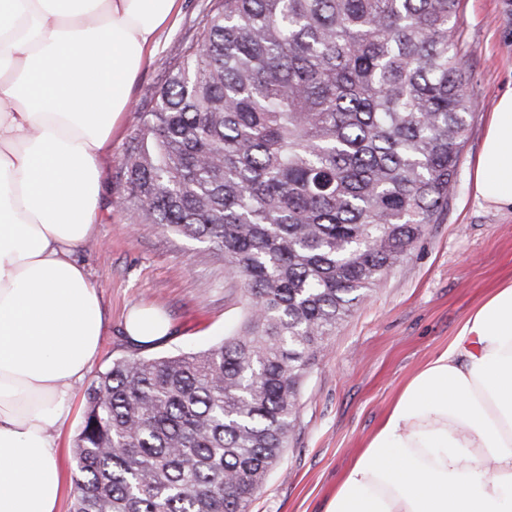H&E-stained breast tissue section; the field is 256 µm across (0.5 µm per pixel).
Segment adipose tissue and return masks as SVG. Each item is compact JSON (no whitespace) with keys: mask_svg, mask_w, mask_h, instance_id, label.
Instances as JSON below:
<instances>
[{"mask_svg":"<svg viewBox=\"0 0 512 512\" xmlns=\"http://www.w3.org/2000/svg\"><path fill=\"white\" fill-rule=\"evenodd\" d=\"M176 0H0V512H56L66 408L107 322L76 250L94 235L102 157ZM477 199L512 209V89ZM163 313L125 331L168 336ZM326 512H512V283L403 386Z\"/></svg>","mask_w":512,"mask_h":512,"instance_id":"obj_1","label":"adipose tissue"}]
</instances>
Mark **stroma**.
Segmentation results:
<instances>
[{
    "instance_id": "35a3bbf8",
    "label": "stroma",
    "mask_w": 512,
    "mask_h": 512,
    "mask_svg": "<svg viewBox=\"0 0 512 512\" xmlns=\"http://www.w3.org/2000/svg\"><path fill=\"white\" fill-rule=\"evenodd\" d=\"M208 3L178 0L131 87L132 109L149 106L169 77L176 47L197 33ZM460 24L475 111L448 213L442 223L425 225L411 252L328 336L304 380L289 446L248 512H325L408 379L447 347L489 293L512 283V212L487 206L473 192L489 115L512 87V0H463ZM132 109L103 159L97 237L77 253L107 320L95 372L133 354L208 349L244 315L241 284L225 276L219 253L158 225L130 223L122 211L117 175L135 123ZM133 308L166 314L169 336L150 346L128 342L124 320Z\"/></svg>"
}]
</instances>
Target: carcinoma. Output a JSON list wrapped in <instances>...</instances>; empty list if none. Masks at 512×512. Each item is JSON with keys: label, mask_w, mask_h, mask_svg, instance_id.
I'll return each mask as SVG.
<instances>
[{"label": "carcinoma", "mask_w": 512, "mask_h": 512, "mask_svg": "<svg viewBox=\"0 0 512 512\" xmlns=\"http://www.w3.org/2000/svg\"><path fill=\"white\" fill-rule=\"evenodd\" d=\"M459 4L212 0L119 185L132 223L222 255L244 317L97 372L70 512H246L326 336L448 211L473 114Z\"/></svg>", "instance_id": "cac0c4a2"}]
</instances>
